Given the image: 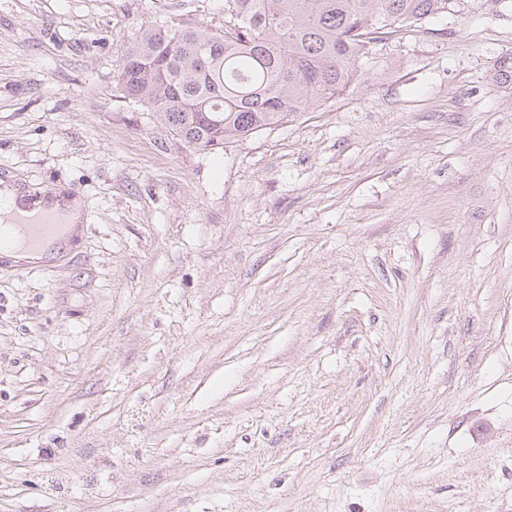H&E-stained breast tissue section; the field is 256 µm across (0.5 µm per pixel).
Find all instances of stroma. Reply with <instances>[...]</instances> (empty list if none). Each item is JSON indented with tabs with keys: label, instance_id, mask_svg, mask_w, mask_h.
<instances>
[{
	"label": "stroma",
	"instance_id": "stroma-1",
	"mask_svg": "<svg viewBox=\"0 0 512 512\" xmlns=\"http://www.w3.org/2000/svg\"><path fill=\"white\" fill-rule=\"evenodd\" d=\"M181 22L0 0V180L83 211L0 261V512H512V0L211 152L113 90Z\"/></svg>",
	"mask_w": 512,
	"mask_h": 512
}]
</instances>
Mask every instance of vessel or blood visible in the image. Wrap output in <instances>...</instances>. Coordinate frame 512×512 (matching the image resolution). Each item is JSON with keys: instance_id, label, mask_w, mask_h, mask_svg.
Wrapping results in <instances>:
<instances>
[{"instance_id": "1", "label": "vessel or blood", "mask_w": 512, "mask_h": 512, "mask_svg": "<svg viewBox=\"0 0 512 512\" xmlns=\"http://www.w3.org/2000/svg\"><path fill=\"white\" fill-rule=\"evenodd\" d=\"M52 205L53 193L48 190L22 198L11 213H0V250L15 248L32 266L62 256L75 228L54 220L49 213Z\"/></svg>"}]
</instances>
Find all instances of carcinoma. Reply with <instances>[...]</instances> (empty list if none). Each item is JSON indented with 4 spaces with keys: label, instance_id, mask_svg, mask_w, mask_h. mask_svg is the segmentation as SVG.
<instances>
[{
    "label": "carcinoma",
    "instance_id": "cac0c4a2",
    "mask_svg": "<svg viewBox=\"0 0 512 512\" xmlns=\"http://www.w3.org/2000/svg\"><path fill=\"white\" fill-rule=\"evenodd\" d=\"M449 0H224L228 25L147 27L124 51L119 96L200 151L224 147L346 89L384 31Z\"/></svg>",
    "mask_w": 512,
    "mask_h": 512
}]
</instances>
